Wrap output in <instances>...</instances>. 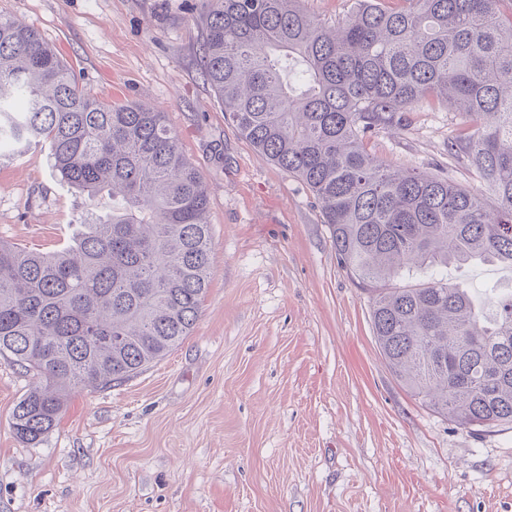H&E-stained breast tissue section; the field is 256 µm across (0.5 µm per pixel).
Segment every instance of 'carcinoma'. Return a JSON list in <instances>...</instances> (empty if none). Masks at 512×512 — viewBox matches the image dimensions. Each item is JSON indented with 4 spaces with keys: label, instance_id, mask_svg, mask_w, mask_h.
<instances>
[{
    "label": "carcinoma",
    "instance_id": "cac0c4a2",
    "mask_svg": "<svg viewBox=\"0 0 512 512\" xmlns=\"http://www.w3.org/2000/svg\"><path fill=\"white\" fill-rule=\"evenodd\" d=\"M503 0H356L331 27L298 0H202L201 70L227 119L306 183L368 294L389 368L461 428L512 424V291L477 301L448 266L512 268V13ZM433 98L480 179L378 163L363 138ZM47 140L60 178L112 210L67 249L0 239V357L33 382L11 428L36 444L66 396L128 379L190 336L214 248L208 196L166 112L86 95L39 32L0 15V158Z\"/></svg>",
    "mask_w": 512,
    "mask_h": 512
}]
</instances>
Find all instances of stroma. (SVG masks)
<instances>
[{"instance_id": "stroma-1", "label": "stroma", "mask_w": 512, "mask_h": 512, "mask_svg": "<svg viewBox=\"0 0 512 512\" xmlns=\"http://www.w3.org/2000/svg\"><path fill=\"white\" fill-rule=\"evenodd\" d=\"M202 0H0L105 102L163 109L207 187L212 274L191 335L112 387L71 393L22 443L10 415L31 381L0 360V512H512V424L457 427L382 358L369 297L336 259L303 181L224 116L201 73ZM364 138L394 169L478 189L448 141L458 113L423 101ZM48 144L0 161V238L56 252L89 200ZM476 292L512 289L493 263L449 268Z\"/></svg>"}]
</instances>
